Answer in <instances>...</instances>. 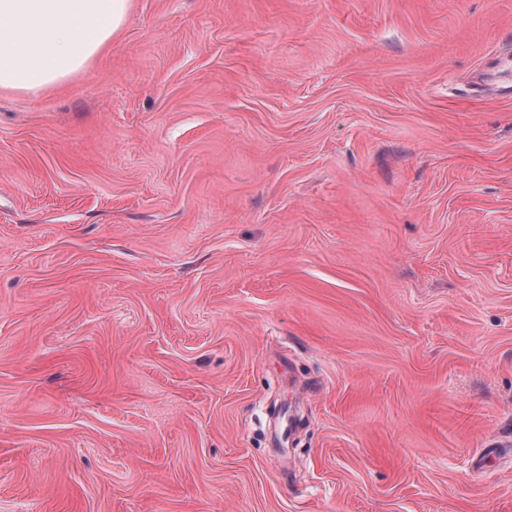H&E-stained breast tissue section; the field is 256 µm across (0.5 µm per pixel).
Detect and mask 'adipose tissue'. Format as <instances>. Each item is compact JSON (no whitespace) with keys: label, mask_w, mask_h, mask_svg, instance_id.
Returning a JSON list of instances; mask_svg holds the SVG:
<instances>
[{"label":"adipose tissue","mask_w":512,"mask_h":512,"mask_svg":"<svg viewBox=\"0 0 512 512\" xmlns=\"http://www.w3.org/2000/svg\"><path fill=\"white\" fill-rule=\"evenodd\" d=\"M129 7L130 0H0V90L64 85L120 33Z\"/></svg>","instance_id":"1"}]
</instances>
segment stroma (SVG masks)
Masks as SVG:
<instances>
[{"instance_id":"1","label":"stroma","mask_w":512,"mask_h":512,"mask_svg":"<svg viewBox=\"0 0 512 512\" xmlns=\"http://www.w3.org/2000/svg\"><path fill=\"white\" fill-rule=\"evenodd\" d=\"M0 512H512V0H132L0 90Z\"/></svg>"}]
</instances>
